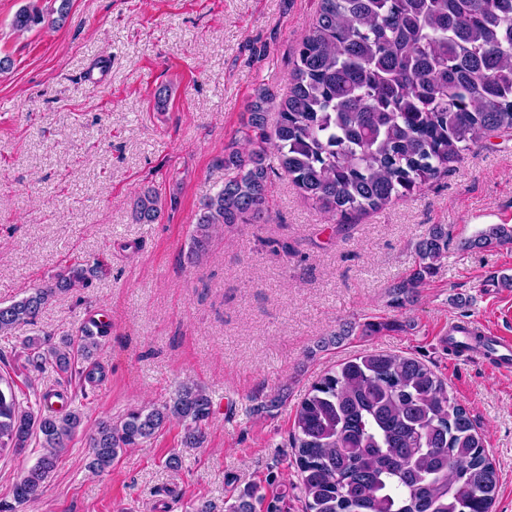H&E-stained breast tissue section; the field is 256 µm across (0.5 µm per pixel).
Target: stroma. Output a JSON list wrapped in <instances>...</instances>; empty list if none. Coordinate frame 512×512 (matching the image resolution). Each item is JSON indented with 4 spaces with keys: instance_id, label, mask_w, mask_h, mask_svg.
<instances>
[{
    "instance_id": "stroma-1",
    "label": "stroma",
    "mask_w": 512,
    "mask_h": 512,
    "mask_svg": "<svg viewBox=\"0 0 512 512\" xmlns=\"http://www.w3.org/2000/svg\"><path fill=\"white\" fill-rule=\"evenodd\" d=\"M32 0H0V303L60 268L98 260L91 286L59 293L34 324L0 334V354L59 337L90 316L111 325L88 389L67 388L83 413L38 499L20 512H224L258 486L303 512L288 437L297 403L327 370L379 348L418 358L480 428L498 476L493 512H512V371L448 347L449 321L512 336V244L465 249L491 224L512 226V133L497 132L410 199L342 226L288 180H274L265 224H223L198 262L187 259L204 198L224 182L218 160L240 138L261 85L285 97L293 51L318 0H70L52 26L13 32ZM104 69L101 83L87 79ZM168 87L165 110L155 93ZM153 189L163 212L139 224L133 202ZM448 227V256L417 302L390 286L415 265L430 225ZM389 323L319 350L342 324ZM202 384L215 412L202 447L167 424L92 473L88 430L142 403ZM286 397L268 413L259 399ZM42 453H0V501ZM181 466H165L171 455Z\"/></svg>"
}]
</instances>
